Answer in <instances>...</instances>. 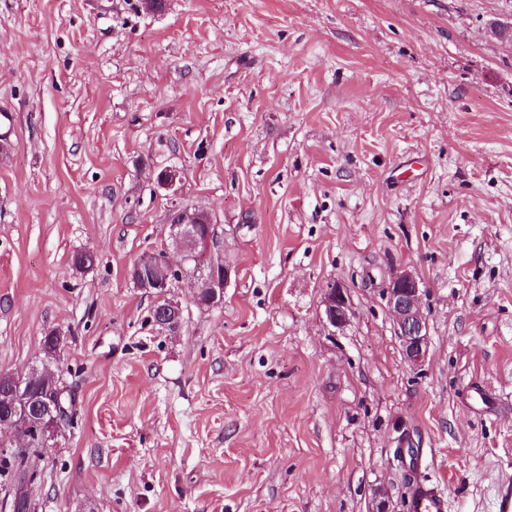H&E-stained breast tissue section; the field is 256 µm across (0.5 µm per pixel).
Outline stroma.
I'll return each instance as SVG.
<instances>
[{"instance_id": "stroma-1", "label": "stroma", "mask_w": 512, "mask_h": 512, "mask_svg": "<svg viewBox=\"0 0 512 512\" xmlns=\"http://www.w3.org/2000/svg\"><path fill=\"white\" fill-rule=\"evenodd\" d=\"M512 0H0V371L76 415L31 512H448L512 479ZM183 171L177 193L155 171ZM206 209L234 274L159 331L129 270ZM79 251L96 256L75 269ZM422 290L403 358L384 288ZM352 315L323 323L328 282ZM385 299L389 315L400 341L404 359L413 367H421L429 354L427 318L421 305V288L411 271L391 278ZM448 498L445 494L415 477L411 483L408 512H447Z\"/></svg>"}]
</instances>
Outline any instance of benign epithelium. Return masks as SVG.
<instances>
[{
    "instance_id": "benign-epithelium-1",
    "label": "benign epithelium",
    "mask_w": 512,
    "mask_h": 512,
    "mask_svg": "<svg viewBox=\"0 0 512 512\" xmlns=\"http://www.w3.org/2000/svg\"><path fill=\"white\" fill-rule=\"evenodd\" d=\"M181 181L182 171L174 167L164 168L156 179L159 188L172 192L177 191ZM178 214L180 217L170 225L171 237L176 245L187 243L190 249L177 264L170 260L164 249L145 253L137 262L136 271L145 267L155 269L159 277L151 280L136 277L134 282L148 293L163 294L183 281L185 264L194 259L196 265L191 280L208 288L211 304H219L224 300V288L231 281L232 268L210 258V237H202L198 233L200 213H192L185 208L178 210ZM385 299L404 359L415 368L421 367L428 357L430 341L428 322L421 305V288L415 275L403 271L392 277L386 287ZM323 306L325 325L329 335L334 336L336 330L350 320L351 302L347 286L338 281L328 283ZM58 394L59 390L51 386L44 392L42 402L33 406L26 404L19 395H14L0 407V427L12 429L20 424L37 425L42 428L43 440H48L51 434L66 423L62 403L56 399Z\"/></svg>"
}]
</instances>
